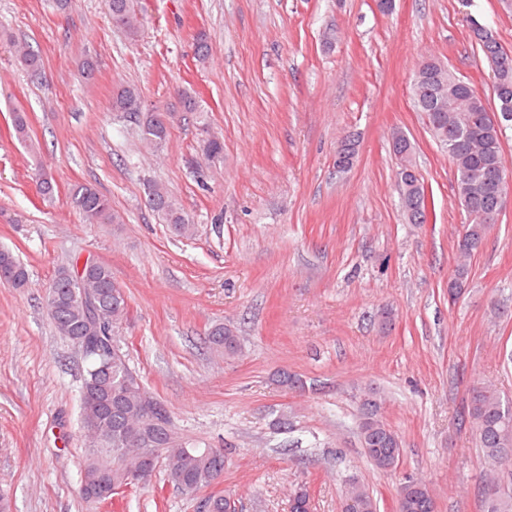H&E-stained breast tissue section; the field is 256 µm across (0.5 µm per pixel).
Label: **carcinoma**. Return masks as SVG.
<instances>
[{"label": "carcinoma", "mask_w": 512, "mask_h": 512, "mask_svg": "<svg viewBox=\"0 0 512 512\" xmlns=\"http://www.w3.org/2000/svg\"><path fill=\"white\" fill-rule=\"evenodd\" d=\"M112 25L134 40L143 25L139 0H108ZM470 42L489 66L497 82V108L493 109L469 93L471 82L451 71L438 60L433 66L415 75L411 93L415 108L424 113L427 126L439 146L448 151L454 168V190L466 215L464 224L467 245L457 247L463 260L458 262L448 279V295L460 297L468 288L470 259L480 249L496 223L499 206L494 184L496 165L506 161L502 148L503 127H496L489 113L498 112L501 122L512 121V51L504 48L493 31L476 16H468ZM15 62L36 76L41 73V56L23 43L14 44ZM184 111L197 114L203 155L218 162L224 158V138L210 130L205 110L197 96L181 93ZM112 111L123 112L136 119L141 144L159 149L167 141L169 125L158 118L150 127L139 119L142 99L134 85H123L112 98ZM16 138L31 143L27 116L13 113ZM393 152L413 167L414 146L402 131L392 134ZM410 181L399 185L404 212L411 224H423L426 219L427 195L423 183L409 175ZM151 193L145 194L146 206L167 225L169 232L181 238L194 235L196 225L182 205L167 190L154 181H147ZM69 204L86 224H120L121 216L112 208V199L92 183L73 185L68 194ZM78 262L60 266L51 281L54 304L47 307L56 332L72 342L85 362L83 375V409L80 429L89 439L83 461L82 480L96 477L107 484L121 483L130 473L144 466L132 449L118 456L114 449L127 436L142 430L152 436L161 448L162 466L167 482L181 493L197 494L210 487L216 474H224L227 460L224 454L210 448H196L183 440L172 425L171 415L163 403H158L156 416L145 418L138 408L148 395L126 356L116 349L115 330L128 310V295L114 280L109 266L94 262L77 274ZM29 273L19 258L6 247H0V285L21 290L28 287ZM211 348L226 357L240 349V340L229 326L219 325L208 333ZM470 418L485 459L499 469L512 471V399L503 398L491 388L481 385L467 405ZM359 438L366 456L381 471L399 466L402 448L396 442L397 433L379 415L374 393H365L359 422ZM491 483L498 488L493 498H483L485 512H512V489L497 478ZM210 512H238L229 496L211 493L206 496ZM433 496L428 486L419 480H407L397 499V512H429L426 505ZM289 512H312L310 495L304 488L294 491ZM342 512H377L373 494L353 481L344 493Z\"/></svg>", "instance_id": "carcinoma-1"}]
</instances>
